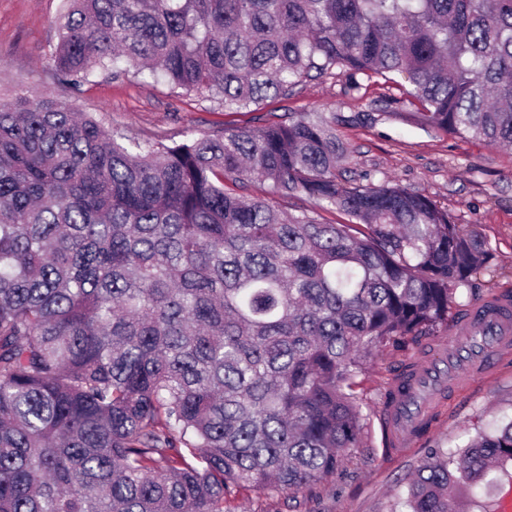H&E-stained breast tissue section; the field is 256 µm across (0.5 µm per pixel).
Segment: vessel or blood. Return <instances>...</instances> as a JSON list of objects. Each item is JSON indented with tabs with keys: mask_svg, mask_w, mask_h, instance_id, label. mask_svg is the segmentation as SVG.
Here are the masks:
<instances>
[{
	"mask_svg": "<svg viewBox=\"0 0 512 512\" xmlns=\"http://www.w3.org/2000/svg\"><path fill=\"white\" fill-rule=\"evenodd\" d=\"M448 334L466 338L464 349L442 351L432 361L415 367L384 405L388 442L397 451L412 444L459 378L486 368L512 347V298L503 294L478 305L466 323L452 325Z\"/></svg>",
	"mask_w": 512,
	"mask_h": 512,
	"instance_id": "b4317fda",
	"label": "vessel or blood"
}]
</instances>
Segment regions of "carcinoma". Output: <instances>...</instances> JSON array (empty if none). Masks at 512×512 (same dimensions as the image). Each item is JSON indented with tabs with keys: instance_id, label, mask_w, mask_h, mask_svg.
Listing matches in <instances>:
<instances>
[{
	"instance_id": "carcinoma-1",
	"label": "carcinoma",
	"mask_w": 512,
	"mask_h": 512,
	"mask_svg": "<svg viewBox=\"0 0 512 512\" xmlns=\"http://www.w3.org/2000/svg\"><path fill=\"white\" fill-rule=\"evenodd\" d=\"M57 36L72 88L100 69L238 111L313 72L400 76L406 121L512 146V0H63ZM391 116L127 145L63 100L0 102V512H224L345 467L365 366L448 327L492 260L428 197L338 178L336 127ZM508 461L512 419L432 448L404 512H455L460 475L504 494ZM226 186L229 189H233L234 192L239 194H244L246 196L250 197H260V198H271L273 201L276 202L278 206L284 209H288V211H293L295 209H298V207H308L312 206L307 202L298 200V199H286L281 198L277 195H273L271 192V188L265 184V185H259L255 183H245L237 185H233L231 181H226Z\"/></svg>"
}]
</instances>
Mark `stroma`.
I'll use <instances>...</instances> for the list:
<instances>
[{
    "mask_svg": "<svg viewBox=\"0 0 512 512\" xmlns=\"http://www.w3.org/2000/svg\"><path fill=\"white\" fill-rule=\"evenodd\" d=\"M61 9L62 0H0V97L13 98L23 89L49 94L131 140L167 144L183 141L188 132L214 135L227 125L251 127L287 114L383 113L376 124L338 128L348 148L341 177L415 190L446 208L456 224L493 252L494 272L474 275L459 290L449 321L459 320L460 306L512 293V150L403 121L410 110L404 79L367 81L353 91L346 75H315L288 96L238 112L194 92L174 91L148 78L116 80L105 71L72 89L57 81L50 61ZM432 346L429 337L411 336L404 347L387 349L369 362L360 381L370 420L361 447L342 471L294 500L241 492L225 503L226 512H399V497L429 449H462L477 431L512 419L511 356L491 375L447 393L433 426L406 452L391 454L379 416L384 390L404 361L422 359Z\"/></svg>",
    "mask_w": 512,
    "mask_h": 512,
    "instance_id": "35a3bbf8",
    "label": "stroma"
}]
</instances>
